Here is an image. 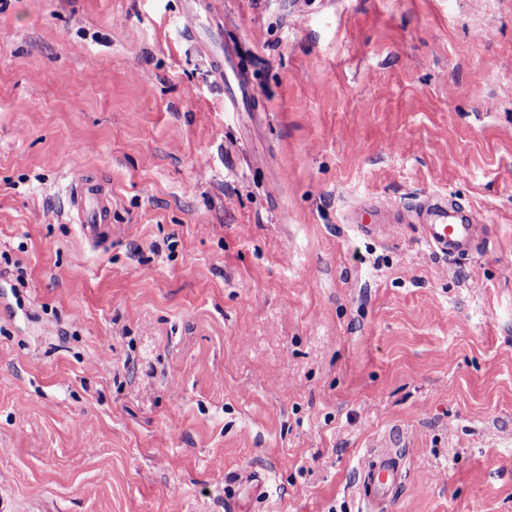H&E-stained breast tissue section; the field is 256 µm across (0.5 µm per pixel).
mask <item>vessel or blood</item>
Masks as SVG:
<instances>
[{"instance_id":"vessel-or-blood-1","label":"vessel or blood","mask_w":512,"mask_h":512,"mask_svg":"<svg viewBox=\"0 0 512 512\" xmlns=\"http://www.w3.org/2000/svg\"><path fill=\"white\" fill-rule=\"evenodd\" d=\"M181 20L186 34L208 62L212 73L224 85V109L240 111L242 103L253 100L250 85L233 80L227 69L231 56L224 47L221 28L209 34L198 32L199 0H187ZM70 207L81 235L88 243L100 246L111 242L112 196L101 187L79 179L68 186ZM426 244L448 256L471 250L476 241V225L468 214L442 197L430 198L419 212ZM363 502L371 512H389L404 479L403 456L399 449L380 446L371 449L360 470Z\"/></svg>"}]
</instances>
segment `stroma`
Returning a JSON list of instances; mask_svg holds the SVG:
<instances>
[{"label": "stroma", "mask_w": 512, "mask_h": 512, "mask_svg": "<svg viewBox=\"0 0 512 512\" xmlns=\"http://www.w3.org/2000/svg\"><path fill=\"white\" fill-rule=\"evenodd\" d=\"M184 2L0 0V512H512V0ZM186 2H188V6H185L181 15L185 32L198 52L206 59L218 81L224 83L225 111L243 112L241 103L253 100L254 94L250 85L234 81L228 75L227 68L230 66L231 56L224 48L222 20L221 23H215L216 28L210 23V33L201 36L197 25L200 13L199 0H187ZM70 207L79 231L88 243L100 246L112 242V194L88 180H73L68 186ZM418 215L425 243L435 252L451 256L476 246L477 225L444 197H431ZM372 448L360 470L363 503L370 511L387 512L404 479L403 456L388 445Z\"/></svg>", "instance_id": "stroma-1"}]
</instances>
